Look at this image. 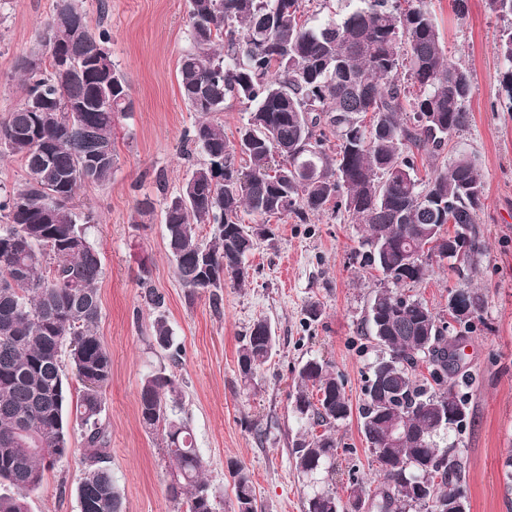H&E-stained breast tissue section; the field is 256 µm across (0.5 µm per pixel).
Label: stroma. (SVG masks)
I'll return each mask as SVG.
<instances>
[{"instance_id": "obj_1", "label": "stroma", "mask_w": 512, "mask_h": 512, "mask_svg": "<svg viewBox=\"0 0 512 512\" xmlns=\"http://www.w3.org/2000/svg\"><path fill=\"white\" fill-rule=\"evenodd\" d=\"M427 2L452 56L473 76L471 123L453 144L472 157L485 188L477 214L485 252L473 277L485 306L466 349L476 382L467 425L445 434L443 442L463 453L470 512H512L503 467L512 448V112L501 92L498 52L504 22L487 0H469L461 20L449 0ZM56 3L0 0V120L23 101L18 63L36 51ZM82 6L91 22L108 31L112 60L129 83L132 101L116 125L111 182L84 185L75 200L78 210L97 218L92 238L103 264L97 333L112 356L103 412L111 436L107 465L126 510L177 512L168 493L172 462L161 437L139 421L141 381L162 365L183 385L195 446L207 463L208 481L223 498L220 512H237L231 477L237 462L250 470L262 512H302L308 482L290 454L297 371L311 357L329 361L357 404L376 356L360 334L374 287L370 269L360 263L363 228L343 213L308 224L271 219L273 234L257 239L244 285L225 283L217 307L207 295L190 294L167 255L162 216L164 196L177 194L192 164L202 159L198 153L182 156L184 135L198 119L178 84L179 60L188 46L186 0H83ZM142 202L150 203L149 212H139ZM144 275L164 297L161 310L143 302ZM312 302L322 310L315 321L305 314ZM159 315L173 331L177 354L151 346V325ZM261 319L271 324L276 347L247 391L237 350L242 335ZM336 438L333 484L345 498L353 479L371 477V454L357 418L339 425ZM86 467L76 429L68 456L29 498V512H79L74 489Z\"/></svg>"}]
</instances>
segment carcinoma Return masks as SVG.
<instances>
[{"instance_id": "obj_1", "label": "carcinoma", "mask_w": 512, "mask_h": 512, "mask_svg": "<svg viewBox=\"0 0 512 512\" xmlns=\"http://www.w3.org/2000/svg\"><path fill=\"white\" fill-rule=\"evenodd\" d=\"M77 20L43 26L40 65L18 64L25 98L0 121V157L20 159L26 182L0 195V512H28L32 494L61 459L44 452L69 441V424L83 430L89 467L76 487L80 512H125L112 471L105 466L110 434L102 420L112 357L96 329L101 319L98 282L101 253L88 236L92 213L73 201L80 173L98 147L109 159L92 182L112 180L117 120L132 102L125 75L95 32L80 0H68ZM320 0H187L190 48L178 79L188 108L199 115L185 144L205 161L181 191L164 199L166 248L181 284L209 294L224 275L243 285L245 260L256 238L268 235L271 218L297 224L332 211L364 226L362 264L379 274L365 328L378 354L368 367L364 398L352 408L345 382L327 361L308 359L297 373L292 440L296 469L314 481L304 512H469L465 462L456 446H439L441 432L466 425L475 382L467 369L448 364V317L409 294L406 287L448 263L458 278L449 293L467 294L470 316L456 319L464 339L484 296L471 274L481 254L476 216L484 183L474 161L457 153L428 179L417 157L436 162L471 120L467 103L473 79L449 59L435 16L425 0H360L363 6L338 21L308 25ZM508 22L500 35L502 87L512 112V0H489ZM84 22L85 44L74 72L57 74V54ZM248 117L230 141L218 115L231 103ZM260 220L247 226L241 213ZM199 224L213 225L198 238ZM462 240L468 262L448 252ZM151 339L169 351L172 329L159 316ZM276 336L264 320L241 339V381L251 385L269 361ZM68 350L71 372L62 361ZM427 368L423 374L421 368ZM81 384L72 397L69 375ZM139 419L162 436L174 462L169 486L177 512H218L219 493L204 477L184 413L182 383L164 368L142 379ZM358 411L360 432L379 484L353 483L347 500L330 487L338 455L336 428ZM404 426L396 437L392 421ZM323 432L309 434L307 427ZM238 512H255L251 473L234 470Z\"/></svg>"}]
</instances>
